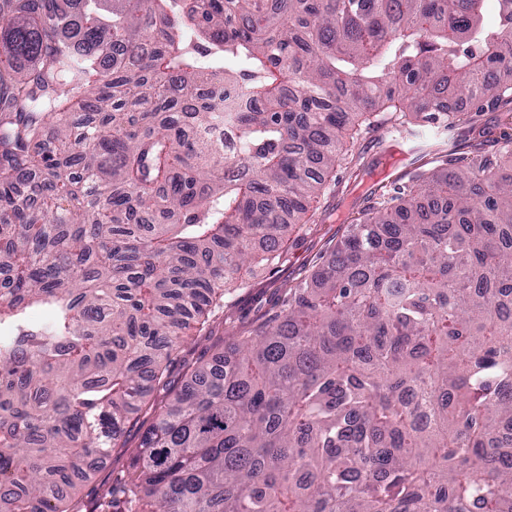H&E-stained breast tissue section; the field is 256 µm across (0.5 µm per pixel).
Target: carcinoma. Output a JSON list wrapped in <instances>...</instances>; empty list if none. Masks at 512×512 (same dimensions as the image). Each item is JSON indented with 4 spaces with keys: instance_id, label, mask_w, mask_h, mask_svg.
<instances>
[{
    "instance_id": "1",
    "label": "carcinoma",
    "mask_w": 512,
    "mask_h": 512,
    "mask_svg": "<svg viewBox=\"0 0 512 512\" xmlns=\"http://www.w3.org/2000/svg\"><path fill=\"white\" fill-rule=\"evenodd\" d=\"M497 2L488 27L484 0H80L76 24L0 0V512H70L188 331L284 258L360 117L415 137L399 115L512 99ZM224 84L249 107L219 111ZM128 490L137 512H512V141L350 225L156 414Z\"/></svg>"
}]
</instances>
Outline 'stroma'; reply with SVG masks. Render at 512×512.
Returning a JSON list of instances; mask_svg holds the SVG:
<instances>
[{"mask_svg": "<svg viewBox=\"0 0 512 512\" xmlns=\"http://www.w3.org/2000/svg\"><path fill=\"white\" fill-rule=\"evenodd\" d=\"M407 122L418 135L409 140L392 136L384 119L364 131L348 156L329 178L305 223L293 225L283 239L288 254L283 262L244 272L245 285L228 297L224 308L211 316L203 331H191L166 385L157 386L151 401L161 406L188 379L191 371L209 361L233 337L247 336L275 312L282 288L310 280L349 224L375 205L380 195H393L405 186L415 168L440 166L439 156L428 153L429 144L451 141L460 157L495 155L504 139L512 138V103L501 102L480 112H470L468 122H430L407 113ZM153 420L143 410L126 422L116 448L98 458L95 474L73 504L75 512H93L96 499L121 489L131 469L132 455Z\"/></svg>", "mask_w": 512, "mask_h": 512, "instance_id": "35a3bbf8", "label": "stroma"}]
</instances>
